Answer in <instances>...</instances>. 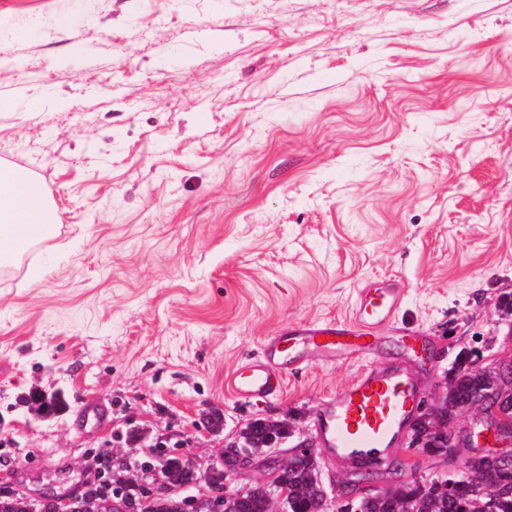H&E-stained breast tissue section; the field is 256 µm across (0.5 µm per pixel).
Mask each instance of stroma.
<instances>
[{"label":"stroma","mask_w":512,"mask_h":512,"mask_svg":"<svg viewBox=\"0 0 512 512\" xmlns=\"http://www.w3.org/2000/svg\"><path fill=\"white\" fill-rule=\"evenodd\" d=\"M1 164L55 227L0 267V486L65 496L160 435L205 464L259 418L312 433L368 368L431 395L512 360V0H0ZM395 277L371 354L234 395L265 338Z\"/></svg>","instance_id":"35a3bbf8"}]
</instances>
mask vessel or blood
I'll return each instance as SVG.
<instances>
[{
    "label": "vessel or blood",
    "mask_w": 512,
    "mask_h": 512,
    "mask_svg": "<svg viewBox=\"0 0 512 512\" xmlns=\"http://www.w3.org/2000/svg\"><path fill=\"white\" fill-rule=\"evenodd\" d=\"M403 295L399 282H376L359 289L353 325H301L267 337L261 357L233 373L234 394L242 399L272 398L281 392L283 372L289 366L371 352L374 344L368 332L391 319ZM418 397L413 377L402 368H370L318 405L316 436L329 455L371 458L401 433Z\"/></svg>",
    "instance_id": "vessel-or-blood-1"
}]
</instances>
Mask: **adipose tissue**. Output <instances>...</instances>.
I'll use <instances>...</instances> for the list:
<instances>
[{"mask_svg":"<svg viewBox=\"0 0 512 512\" xmlns=\"http://www.w3.org/2000/svg\"><path fill=\"white\" fill-rule=\"evenodd\" d=\"M52 228L53 215L40 185L18 169L0 166V265L12 264Z\"/></svg>","mask_w":512,"mask_h":512,"instance_id":"1","label":"adipose tissue"}]
</instances>
